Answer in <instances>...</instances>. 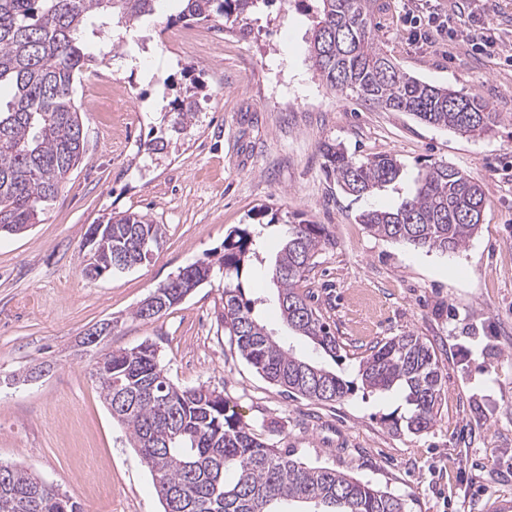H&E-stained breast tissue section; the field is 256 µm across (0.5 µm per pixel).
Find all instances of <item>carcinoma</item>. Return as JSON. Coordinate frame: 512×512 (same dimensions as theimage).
<instances>
[{
	"label": "carcinoma",
	"instance_id": "1",
	"mask_svg": "<svg viewBox=\"0 0 512 512\" xmlns=\"http://www.w3.org/2000/svg\"><path fill=\"white\" fill-rule=\"evenodd\" d=\"M157 0H0V234L39 223L41 205L59 193L85 148L81 108L74 84L94 53L87 34L100 37L112 19L130 25L156 11ZM177 19L187 23L222 20L240 31L243 16L272 0H179ZM308 52L312 66L331 89L350 91L372 108L407 112L421 122L465 136L497 123L498 113L475 95L434 86L399 68L375 41L376 0H318ZM194 85L171 112V129L185 134L196 112ZM328 174L349 194L370 195L401 174L390 155L358 161L339 145L323 149ZM485 206V193L469 175L444 163L432 164L414 190L390 209L360 216L376 236L413 249L455 251L479 229L465 219ZM164 225L135 212L89 227L84 241L86 275L114 274L113 255L131 268L142 261L143 242L160 247ZM330 242L323 224L287 225L284 243L270 268L288 328L336 356L340 345L299 286L313 257ZM254 232L244 228L224 241V328L241 356L285 392L317 401H336L352 391L336 374L295 356L273 339L245 298L241 275L257 256ZM212 266L197 261L156 288L171 308L182 300L178 286L201 284ZM101 396L125 392L127 404L112 407V419L128 432L149 470L163 506L175 496L187 512H285L284 502L310 505L307 512H404L402 499L327 466H309L267 443L245 423L236 406L203 386L175 384L154 344L110 350L93 364ZM359 374L368 388L401 389L409 406L408 430H428L440 399L442 375L432 348L413 334L395 336L370 348ZM0 512H82L71 497L60 498L52 484L22 468L0 474Z\"/></svg>",
	"mask_w": 512,
	"mask_h": 512
}]
</instances>
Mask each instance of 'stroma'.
I'll use <instances>...</instances> for the list:
<instances>
[{
	"instance_id": "obj_1",
	"label": "stroma",
	"mask_w": 512,
	"mask_h": 512,
	"mask_svg": "<svg viewBox=\"0 0 512 512\" xmlns=\"http://www.w3.org/2000/svg\"><path fill=\"white\" fill-rule=\"evenodd\" d=\"M316 0H273L246 33L223 22L176 21L167 0L136 22L110 60L75 83L85 150L39 224L0 237V463L27 467L84 512H162L152 477L100 396L83 342L111 322L107 349L153 343L170 378L221 392L262 437L294 458L352 474L399 496L405 512H502L512 505V65L468 41L410 43V0H378L375 34L401 70L486 101L499 114L468 137L406 112L370 108L330 90L313 71L307 37ZM185 31L178 45L158 31ZM202 80L188 137L147 155L168 102ZM363 160L395 157L399 183L344 192L326 174L323 144ZM445 163L479 182L487 206L476 235L454 252L413 249L373 235L364 211L390 207L419 171ZM269 206L273 221L257 214ZM135 212L165 225L153 257L97 278L83 271L89 226ZM326 225L332 239L301 292L330 323L336 356L283 325L267 272L287 225ZM262 226L265 264L244 269L245 295L271 331L353 390L335 402L295 397L263 379L224 328V273L149 320L139 304L179 270L224 253L238 228ZM423 337L442 372L432 427L407 429L401 391L363 387L369 347Z\"/></svg>"
}]
</instances>
